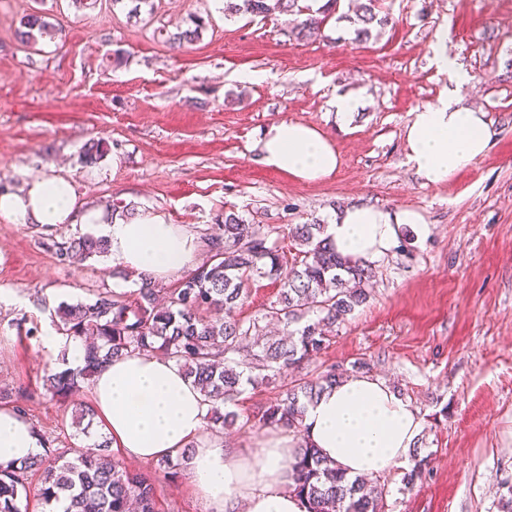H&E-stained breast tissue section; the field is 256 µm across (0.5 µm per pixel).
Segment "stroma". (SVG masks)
<instances>
[{
	"instance_id": "obj_1",
	"label": "stroma",
	"mask_w": 512,
	"mask_h": 512,
	"mask_svg": "<svg viewBox=\"0 0 512 512\" xmlns=\"http://www.w3.org/2000/svg\"><path fill=\"white\" fill-rule=\"evenodd\" d=\"M356 5L341 0L323 37L299 41L287 15L227 18L214 0H153L137 18L130 0H0V188L61 166L85 206L120 201L203 240L230 209L269 227L325 224L360 203L418 211L432 234L404 236L379 260L369 302L298 375L360 361L418 410L426 472L412 486L403 468L382 475L384 512H501L512 489V0H385L387 24L363 41ZM34 11L61 37L21 43L15 32ZM193 14L210 18L199 41L178 49L159 35ZM437 44L472 74L459 104L483 108L493 138L431 186L404 134L448 85L432 62ZM346 93L361 106L342 123L333 102ZM283 119L331 138L332 177L298 181L259 163L262 131ZM98 140L105 156L83 166L84 146ZM45 240L0 218V387L31 391V424L77 449L70 415L88 395L63 402L41 390L46 365L62 362L45 344L55 328L43 300L75 303L126 278L107 257L60 264ZM139 470L153 478L156 512H210L186 478Z\"/></svg>"
}]
</instances>
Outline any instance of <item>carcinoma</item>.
I'll return each instance as SVG.
<instances>
[{"mask_svg":"<svg viewBox=\"0 0 512 512\" xmlns=\"http://www.w3.org/2000/svg\"><path fill=\"white\" fill-rule=\"evenodd\" d=\"M340 0H325L318 8L300 0H223L227 17H266L273 13L291 16V33L299 40L321 35L327 17ZM382 0H365L356 14L362 27L356 38L368 39L371 25L387 23ZM206 21L198 16L186 29L167 35L173 44L200 40ZM57 33L42 12L21 20L19 38L35 45ZM106 147L93 142L82 150V162L96 165ZM210 257L173 288L144 282L131 298L109 288L93 290L92 297L77 303L61 302L54 310L56 331L69 340L91 338L84 365L79 369L53 371L43 380L52 397L67 400L92 378L99 364L135 352H150L175 362L199 389L208 405L209 435L234 424L243 384H258L295 370L317 357L329 343V332L366 304L376 265L338 255L325 236L323 224H290L264 227L250 224L234 211L224 212L221 224L210 235ZM61 264L108 255L106 241L82 234L63 242L50 240ZM260 278L279 283L276 299L261 319L244 320L239 309L249 297L250 286ZM282 327V335L264 332L260 321ZM347 374L333 365L317 377L295 380L264 409L256 428L277 426L301 430L308 404ZM94 420L91 407L71 412V427L88 434ZM106 439L65 459L67 449L47 448L45 455L0 469V512H22V495L30 492L28 477L42 471L36 495L43 504L61 496L69 501L67 512H155V488L150 477L132 471L111 458ZM414 465L403 482L412 486L422 480L427 458L413 453ZM291 470L295 490L307 512H380L385 487L363 478L349 480L317 449L300 445Z\"/></svg>","mask_w":512,"mask_h":512,"instance_id":"carcinoma-1","label":"carcinoma"}]
</instances>
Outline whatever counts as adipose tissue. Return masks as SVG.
<instances>
[{
  "instance_id": "adipose-tissue-1",
  "label": "adipose tissue",
  "mask_w": 512,
  "mask_h": 512,
  "mask_svg": "<svg viewBox=\"0 0 512 512\" xmlns=\"http://www.w3.org/2000/svg\"><path fill=\"white\" fill-rule=\"evenodd\" d=\"M448 87L436 104L415 112L405 131L407 156L427 185L448 182L485 154L493 133L485 112L458 106L457 92L472 75L445 50L435 53ZM264 165L299 181L331 177L339 156L332 140L315 126L288 119L272 124L260 142ZM0 217L13 224L57 230L76 225L106 239L114 264L149 281L172 278L191 267L201 249L189 229L144 213L131 219L82 207L69 176L31 179L16 192L0 194ZM424 239L422 215L376 205H352L326 225L338 254L376 261L398 244L403 230ZM102 435L123 455L140 463L177 458L192 447L186 476L212 512H305L291 492L290 467L299 442H307L347 477L374 478L406 463L421 428L416 408L383 379L368 374L343 378L310 404L301 435L272 430L241 453L211 437L208 406L172 361L136 352L102 365L88 386ZM45 441L28 418L0 407V466L40 456Z\"/></svg>"
}]
</instances>
